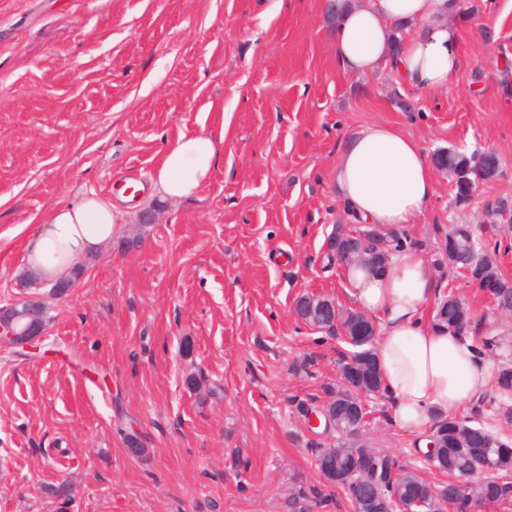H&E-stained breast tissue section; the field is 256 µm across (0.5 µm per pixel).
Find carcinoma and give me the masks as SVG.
Returning a JSON list of instances; mask_svg holds the SVG:
<instances>
[{
	"mask_svg": "<svg viewBox=\"0 0 512 512\" xmlns=\"http://www.w3.org/2000/svg\"><path fill=\"white\" fill-rule=\"evenodd\" d=\"M440 154L448 157L446 172L452 178L454 186V201L458 205H466L471 200L470 188L472 181L480 177L484 180L492 179L499 173L501 161L494 151H483L468 155L457 150H442ZM367 242L365 248L372 254L371 260L380 261L390 252L404 247L411 248L415 242L403 232H388L382 238L376 237L372 230H365ZM485 251L483 243L475 234L469 224L451 225L438 247L435 263L448 265L455 270L457 267L468 264L473 265L482 252ZM478 264V263H476ZM479 275L484 280L493 279L501 288L496 292L495 309L505 317H512V279L503 273L494 263L478 264ZM472 323V317L465 304L454 293L445 294L439 300L433 325L439 328L465 331ZM353 363L344 367L342 379L348 382L351 391H380L379 372L374 369V356L368 350L358 351L352 356ZM496 396L489 400V406L494 414H499L500 404L507 401L512 394V363L504 361L498 368L496 383ZM501 435L492 434L483 424L472 419L449 415L439 417L435 423L437 436L438 461L437 469L448 475V483L437 487L413 477L408 471H403L395 485L401 496L432 502L435 490H440L444 501L452 512H466V509L477 502L483 501L484 489L495 485L499 493L507 500L512 499V422L499 421ZM489 457L493 469L507 481L491 479L485 484H474L470 487H459L455 480L469 470L475 461ZM349 460V467L363 473L385 472L399 464L397 457L381 450H370L359 446L349 456L336 457V471H344V460ZM329 486L342 490L347 498L360 506L363 512H380L375 507L365 505L362 499L364 489L359 484L338 481L328 478Z\"/></svg>",
	"mask_w": 512,
	"mask_h": 512,
	"instance_id": "obj_1",
	"label": "carcinoma"
}]
</instances>
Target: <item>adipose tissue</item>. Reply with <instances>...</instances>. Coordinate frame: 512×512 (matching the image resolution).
<instances>
[{
    "label": "adipose tissue",
    "instance_id": "1",
    "mask_svg": "<svg viewBox=\"0 0 512 512\" xmlns=\"http://www.w3.org/2000/svg\"><path fill=\"white\" fill-rule=\"evenodd\" d=\"M339 3L331 48L343 73L381 69L424 92L448 89L463 60L457 0ZM224 135L218 129L171 142L151 175L156 192L170 199L196 195L219 160ZM335 182L340 198L364 223L384 228L417 223L434 194L422 148L390 124L371 125L344 140ZM122 222V210L111 201L93 192L82 195L56 207L30 235L25 266L38 280L56 282L111 243ZM344 278L355 308L376 322L381 391L398 430L424 438L438 417L495 387V366L472 336L433 326L428 312L436 279L420 252L397 251L379 265H349Z\"/></svg>",
    "mask_w": 512,
    "mask_h": 512
}]
</instances>
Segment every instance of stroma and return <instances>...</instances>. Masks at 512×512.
<instances>
[{
  "mask_svg": "<svg viewBox=\"0 0 512 512\" xmlns=\"http://www.w3.org/2000/svg\"><path fill=\"white\" fill-rule=\"evenodd\" d=\"M324 2L0 0V306L44 292L24 246L52 208L115 198L180 134L227 128L198 195L120 202L119 235L50 299L38 353L0 348V512H295L298 488L323 486L312 446L332 436L309 412L345 345L294 305H351L326 240L353 221L335 166L355 131L392 124L428 155L495 150L499 174L465 206L434 170L408 232L431 257L449 225H473L512 273V231L485 211L512 203V0H460L463 67L432 93L342 74ZM437 283L469 307L471 336L512 340L465 280ZM370 405L366 443L440 482L384 398Z\"/></svg>",
  "mask_w": 512,
  "mask_h": 512,
  "instance_id": "stroma-1",
  "label": "stroma"
}]
</instances>
